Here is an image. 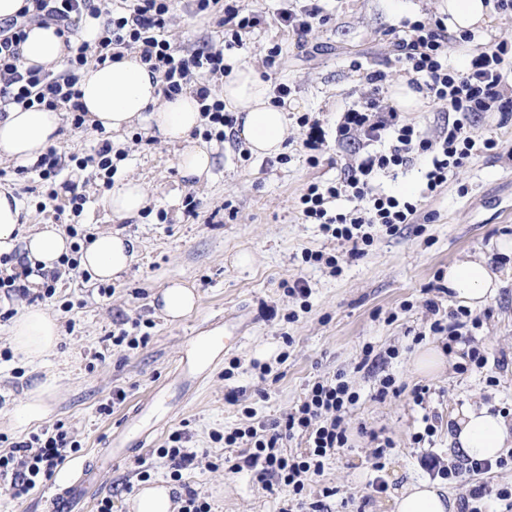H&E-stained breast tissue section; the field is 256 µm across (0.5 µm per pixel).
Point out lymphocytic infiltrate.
I'll return each instance as SVG.
<instances>
[{
	"label": "lymphocytic infiltrate",
	"instance_id": "lymphocytic-infiltrate-1",
	"mask_svg": "<svg viewBox=\"0 0 512 512\" xmlns=\"http://www.w3.org/2000/svg\"><path fill=\"white\" fill-rule=\"evenodd\" d=\"M170 12L171 0H132L124 12L100 8L96 0H27L17 18L0 25V113L12 103L31 100L50 108L64 107L74 127H82L85 110L79 102L80 71L88 60L99 64L112 61L120 49L133 46L141 61L158 74L165 97L192 90L216 138H223L233 119L226 114L223 100L212 96L207 80L228 75L225 44L212 42L191 53H180L165 36ZM87 15L98 21V33L91 42L81 36L82 19ZM33 24L56 26L58 35L73 42L64 70L23 67L19 46ZM450 40L448 27L441 20H418L407 24L397 36L396 46L413 88L455 112V120L436 139H429L416 123L388 105L383 95L385 73L371 72V89L364 101L359 108L344 112L336 127L337 143L364 147V154L349 164L343 177L327 184H308L298 198L305 220L320 224L324 233L348 243V258L363 256L375 232L396 235L402 225L414 223L417 217V202L378 191L377 178L427 160L422 194L429 197L447 184L450 173L473 157L500 147L493 138L474 139L466 123L477 112L512 118V96L505 91L502 73L512 56V44H489L473 57L467 70L458 71L444 63ZM385 138L390 141L388 149L374 150V143ZM343 196L358 200V207L346 212L331 209V202ZM358 400V392L343 375L314 382L304 400L283 420L225 433V447L243 444L248 449L243 461L231 462V469H249L265 489L285 486L293 495H302L306 478L321 474L325 462L347 447L344 419ZM297 437L306 441L304 452L284 453L286 441ZM79 449L59 423L44 429L33 441L12 443L0 450V485L8 487L13 497L28 496Z\"/></svg>",
	"mask_w": 512,
	"mask_h": 512
}]
</instances>
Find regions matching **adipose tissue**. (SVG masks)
<instances>
[{"label": "adipose tissue", "mask_w": 512, "mask_h": 512, "mask_svg": "<svg viewBox=\"0 0 512 512\" xmlns=\"http://www.w3.org/2000/svg\"><path fill=\"white\" fill-rule=\"evenodd\" d=\"M440 14L446 15L455 33L490 24L492 6L488 0H440ZM67 55L64 40L54 28L31 26L20 45L24 67H50ZM80 102L88 125L107 132H121L136 121L146 120L153 136L161 141L184 143L178 159L183 178H202L211 166L207 146L188 144L191 131L203 118L192 93L173 99L162 95L159 78L151 76L139 55L124 54L119 60L90 64L81 71ZM225 105L242 115L236 127L251 151L259 156L284 151L288 133V112L271 104L270 86L247 63H233L224 80ZM61 126V112L43 105L29 107L14 103L0 116V153L29 166L55 146ZM143 184L129 180L112 189L104 200L112 217L138 216L146 201ZM23 208L7 189H0V254L22 248L27 262L55 268L69 254L71 239L56 225L44 224L25 232ZM512 257V236L492 239L487 254L450 265L445 275L449 290L461 303L479 307L493 298L503 282L490 263V254ZM136 257L132 239L118 230L99 233L80 254V265L95 280L108 282L124 272ZM59 341L56 320L45 310L30 308L21 313L11 327L14 351L36 362L52 353ZM458 451L476 459H496L512 450V421L487 407H465L455 415ZM456 503L438 483L418 480L404 486L394 498V512H455Z\"/></svg>", "instance_id": "obj_1"}]
</instances>
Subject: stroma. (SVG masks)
Returning a JSON list of instances; mask_svg holds the SVG:
<instances>
[{
	"mask_svg": "<svg viewBox=\"0 0 512 512\" xmlns=\"http://www.w3.org/2000/svg\"><path fill=\"white\" fill-rule=\"evenodd\" d=\"M189 2L175 0L167 32L185 52L222 37L215 16L194 15ZM247 2L264 21L245 35L243 47L225 51L224 57L255 65L269 84L290 86L283 157L242 158L246 144L229 127L224 141L209 143V173L187 180L179 171L178 146L161 143L146 122H137L112 136L114 146L126 154L117 164L114 183L135 177L148 192L140 218L124 222L103 207L106 191L94 168L81 169L69 160L72 152L95 146L98 135L93 128L77 129L63 120L56 149L65 162L54 201H46L37 174H16L15 161L0 159V186L12 189L30 225L56 223L75 187L87 198L79 218L86 233L120 226L137 250L129 269L112 281L109 296L100 294L98 281L78 270L59 280L53 298L35 304L7 298L0 290L1 311L20 313L35 305L60 327L55 352L32 363L11 352V323L0 319V435L16 442L39 433V426L16 425L13 411L34 383L47 381L55 393L49 421L63 424L80 443L76 458L82 461L108 447L124 415L158 390L163 398L155 413L164 419V427L152 436L149 447L98 474L102 496L112 500V512H128L127 500L144 486L138 476L142 464L153 480L170 482L173 501L192 489L210 503L212 512H282L288 504L287 488L271 493L250 471L205 467L184 471L181 481L174 482L166 460L155 450L180 430L187 435V447L206 452L220 465L238 454L225 447L220 434L282 418L315 380L341 372L360 395L345 420L349 445L326 461L321 475L306 481L304 501L324 502L328 512H392L393 498L405 484L428 478L419 463L422 454L454 457L456 410L489 406L512 418V259L493 257L505 285L483 307L472 309L464 329L466 341L448 352L445 367L424 376L410 365L418 346L444 347L445 336L433 333L431 324L459 306L439 290L438 274L484 251L491 239L512 236V119L502 120L497 112L472 116L471 135L499 140V153L473 159L449 176L438 195L422 199L421 212L428 222L403 225L394 236H378L363 256L348 259L347 245L328 237L320 225L302 220L295 198L308 183L336 180L351 162L350 150L336 144L337 122L367 94V72H385L390 84L408 82L395 33L405 20L437 16L438 0H316L326 22L314 25L303 47L276 21L284 0ZM491 41L512 42V12L495 10L491 24L475 29L465 49L450 48L449 68H464L471 54ZM276 45L281 52L268 61V51ZM302 115L318 120L328 134L314 164L302 147L304 131L297 122ZM190 195L198 202L191 217L184 205ZM307 250L336 256L340 273L331 274L322 263L304 262ZM241 252L251 254L249 267L235 265ZM173 278L195 288L198 304L171 323L154 300ZM296 278L307 281V300L285 291L284 281ZM430 300L438 303V314L428 311ZM266 306L274 308V317L264 316ZM242 307L255 318L242 341L225 350L198 383L178 377L182 353L203 326L232 318ZM132 321L145 325L147 345H113L109 333ZM368 344L378 353L397 350L398 356L373 370L360 368ZM471 348L484 353V369H466ZM387 375L400 392L382 397L378 388ZM421 386L427 394L418 404L413 391ZM118 389L124 390V401L103 411ZM232 391L238 396L234 404L226 399ZM429 421L436 427L434 435L415 443V434ZM387 440L393 446L384 453L383 467L373 469L374 449ZM70 473V465L59 467L51 480L23 500L0 491V512H48L50 498ZM377 483L383 492H374Z\"/></svg>",
	"mask_w": 512,
	"mask_h": 512,
	"instance_id": "35a3bbf8",
	"label": "stroma"
}]
</instances>
